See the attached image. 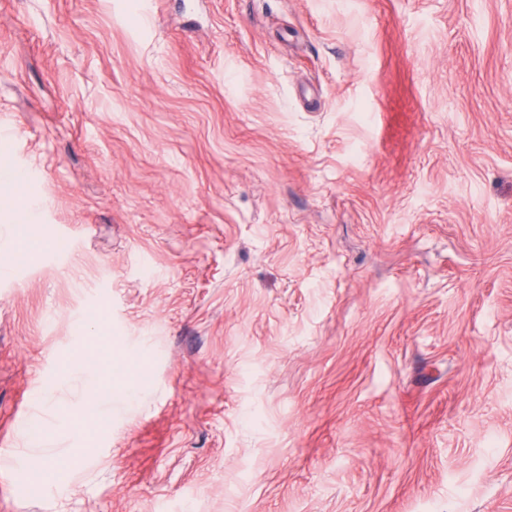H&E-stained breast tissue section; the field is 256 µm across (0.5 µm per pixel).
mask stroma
I'll return each instance as SVG.
<instances>
[{
  "label": "stroma",
  "mask_w": 512,
  "mask_h": 512,
  "mask_svg": "<svg viewBox=\"0 0 512 512\" xmlns=\"http://www.w3.org/2000/svg\"><path fill=\"white\" fill-rule=\"evenodd\" d=\"M1 174L0 512H512V0H0ZM29 459L30 473L38 478L45 479L54 474L53 471L58 473V468L55 466L57 462L55 456L35 448L27 455Z\"/></svg>",
  "instance_id": "1"
}]
</instances>
